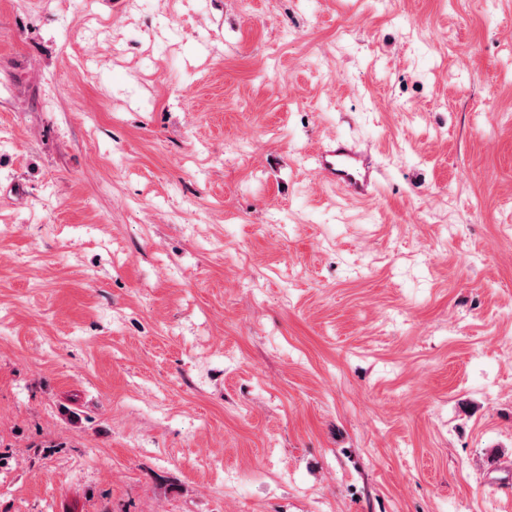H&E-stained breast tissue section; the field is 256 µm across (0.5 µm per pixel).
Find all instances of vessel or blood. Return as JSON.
<instances>
[{
  "mask_svg": "<svg viewBox=\"0 0 512 512\" xmlns=\"http://www.w3.org/2000/svg\"><path fill=\"white\" fill-rule=\"evenodd\" d=\"M316 171L322 179L341 184L355 197L369 196L375 183L365 154L345 140L317 155Z\"/></svg>",
  "mask_w": 512,
  "mask_h": 512,
  "instance_id": "obj_1",
  "label": "vessel or blood"
}]
</instances>
